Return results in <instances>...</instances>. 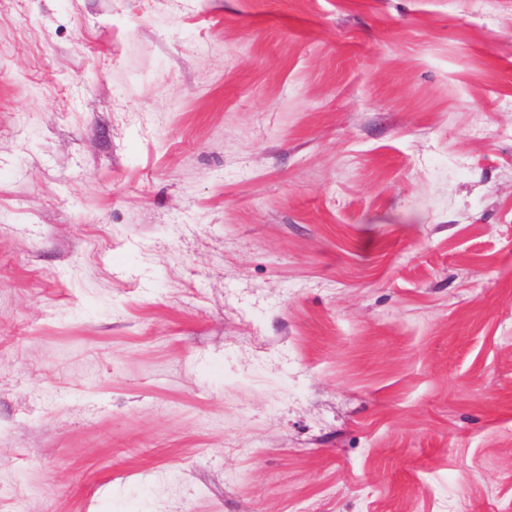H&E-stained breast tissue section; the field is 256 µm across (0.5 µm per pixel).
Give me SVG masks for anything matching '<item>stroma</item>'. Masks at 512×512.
<instances>
[{
    "label": "stroma",
    "mask_w": 512,
    "mask_h": 512,
    "mask_svg": "<svg viewBox=\"0 0 512 512\" xmlns=\"http://www.w3.org/2000/svg\"><path fill=\"white\" fill-rule=\"evenodd\" d=\"M0 512H512V0H0Z\"/></svg>",
    "instance_id": "stroma-1"
}]
</instances>
